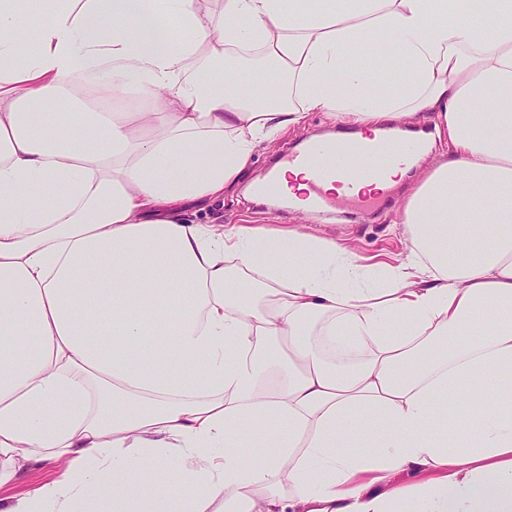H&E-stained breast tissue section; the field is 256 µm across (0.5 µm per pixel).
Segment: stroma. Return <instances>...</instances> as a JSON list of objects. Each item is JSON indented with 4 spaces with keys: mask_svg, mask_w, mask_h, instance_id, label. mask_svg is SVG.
<instances>
[{
    "mask_svg": "<svg viewBox=\"0 0 512 512\" xmlns=\"http://www.w3.org/2000/svg\"><path fill=\"white\" fill-rule=\"evenodd\" d=\"M332 130L323 113H309L303 127L285 132L275 146L260 147L247 174L223 198L187 205L182 214L184 223L250 224L283 230L301 225L315 235L344 244L367 264L406 258L410 252V241L398 223L399 213L412 188L427 173L428 164L419 165L411 177L396 187L390 202L377 208L359 210L355 215L333 208L303 216L289 208L250 199V184L267 175L273 160L287 156L307 137Z\"/></svg>",
    "mask_w": 512,
    "mask_h": 512,
    "instance_id": "stroma-1",
    "label": "stroma"
}]
</instances>
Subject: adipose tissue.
Instances as JSON below:
<instances>
[{"mask_svg":"<svg viewBox=\"0 0 512 512\" xmlns=\"http://www.w3.org/2000/svg\"><path fill=\"white\" fill-rule=\"evenodd\" d=\"M219 3L0 0V512H512V0ZM311 112L433 113L409 261L183 222ZM54 477V470L51 466H41L29 471L16 485L2 489L0 498L7 499L16 496L27 490L29 487L50 481Z\"/></svg>","mask_w":512,"mask_h":512,"instance_id":"obj_1","label":"adipose tissue"}]
</instances>
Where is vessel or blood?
Masks as SVG:
<instances>
[{"label": "vessel or blood", "mask_w": 512, "mask_h": 512, "mask_svg": "<svg viewBox=\"0 0 512 512\" xmlns=\"http://www.w3.org/2000/svg\"><path fill=\"white\" fill-rule=\"evenodd\" d=\"M418 148L417 142L398 136L393 133L381 135L375 141L359 142L357 149L365 157L363 174L380 181L383 180L387 168L395 163L411 158ZM336 155V145L332 142L312 143L302 150L289 154L287 162L294 167L307 166L314 158L323 156L328 158V165L322 167L311 184L309 191V205L316 210H325L330 207L347 204L351 206H378L375 198H367L352 193L343 196L330 195L324 192L323 185L327 180L336 178L346 182H353L355 176L351 169L333 164Z\"/></svg>", "instance_id": "obj_1"}]
</instances>
